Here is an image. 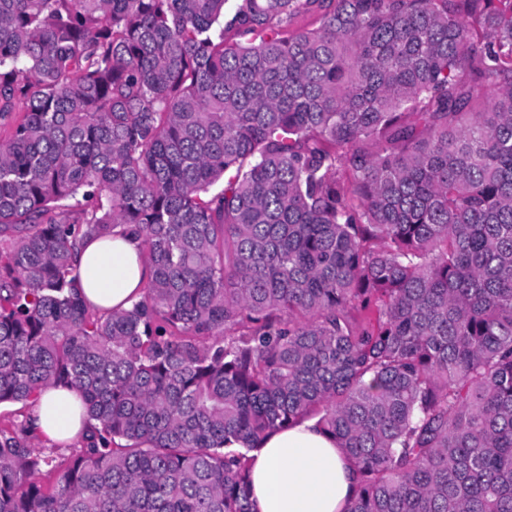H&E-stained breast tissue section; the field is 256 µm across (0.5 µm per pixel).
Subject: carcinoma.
<instances>
[{"mask_svg": "<svg viewBox=\"0 0 512 512\" xmlns=\"http://www.w3.org/2000/svg\"><path fill=\"white\" fill-rule=\"evenodd\" d=\"M0 0V512H254L302 419L345 512H512V0ZM314 14L313 27L290 29ZM133 229L130 308L80 241ZM149 273L138 240L120 227L114 235L88 240L78 250L73 271L83 298L104 310L129 308ZM29 427L33 434L47 438L34 440L33 444L56 460L70 456L73 443L79 436L89 438L90 427L83 414L81 400L77 393L70 388L57 387L42 390L29 412ZM55 442H51V441Z\"/></svg>", "mask_w": 512, "mask_h": 512, "instance_id": "obj_1", "label": "carcinoma"}]
</instances>
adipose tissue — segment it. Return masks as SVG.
<instances>
[{"label": "adipose tissue", "mask_w": 512, "mask_h": 512, "mask_svg": "<svg viewBox=\"0 0 512 512\" xmlns=\"http://www.w3.org/2000/svg\"><path fill=\"white\" fill-rule=\"evenodd\" d=\"M73 274L83 298L104 310L126 309L149 277L139 242L122 229L87 241ZM33 434L69 442L90 433L77 393L42 390L29 412ZM355 473L332 436L301 420L270 433L252 461L250 498L255 512H344Z\"/></svg>", "instance_id": "obj_1"}]
</instances>
